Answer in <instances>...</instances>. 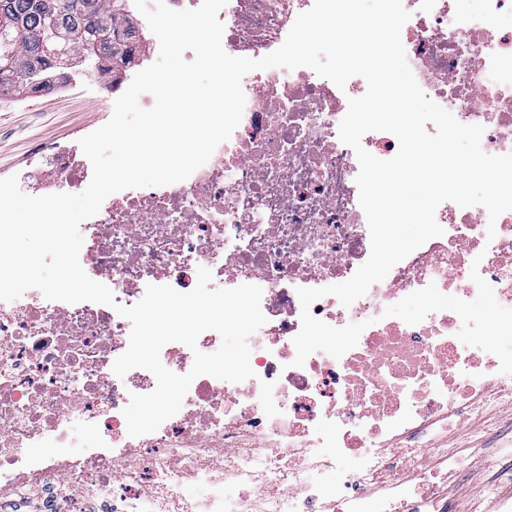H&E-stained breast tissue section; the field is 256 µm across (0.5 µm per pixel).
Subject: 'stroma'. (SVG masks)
Returning <instances> with one entry per match:
<instances>
[{
	"mask_svg": "<svg viewBox=\"0 0 512 512\" xmlns=\"http://www.w3.org/2000/svg\"><path fill=\"white\" fill-rule=\"evenodd\" d=\"M132 70L121 76L77 71L70 87L59 93L27 100L0 95V178L34 167L41 147L77 146L81 137L104 125L112 116V83L129 86Z\"/></svg>",
	"mask_w": 512,
	"mask_h": 512,
	"instance_id": "obj_1",
	"label": "stroma"
}]
</instances>
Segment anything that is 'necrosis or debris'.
<instances>
[{"label":"necrosis or debris","mask_w":512,"mask_h":512,"mask_svg":"<svg viewBox=\"0 0 512 512\" xmlns=\"http://www.w3.org/2000/svg\"><path fill=\"white\" fill-rule=\"evenodd\" d=\"M314 0H228L224 50L260 58ZM401 39L424 93L485 132L489 155L512 153V0H402ZM147 22L133 0L112 14L132 61ZM241 122L186 180L112 194L80 226L86 274L131 306L148 285L180 292L208 268L212 285L262 290L267 318L249 339L253 378L202 375L157 431L130 436L131 394L148 370L114 361L132 324L112 307L46 300L32 288L0 302V512H475L446 489L476 468L512 463V436L473 424L512 406V211L447 201L442 236L397 263L350 306L332 295L312 315L366 322L341 358L294 366L298 288L350 279L370 255L357 156L341 142L347 92L312 69H267L242 80ZM83 153L43 156L36 195L77 193ZM495 238H488V226ZM412 304L413 318L391 312ZM90 437L86 457L43 447ZM359 465L336 484L340 456Z\"/></svg>","instance_id":"4bbe7bcc"}]
</instances>
